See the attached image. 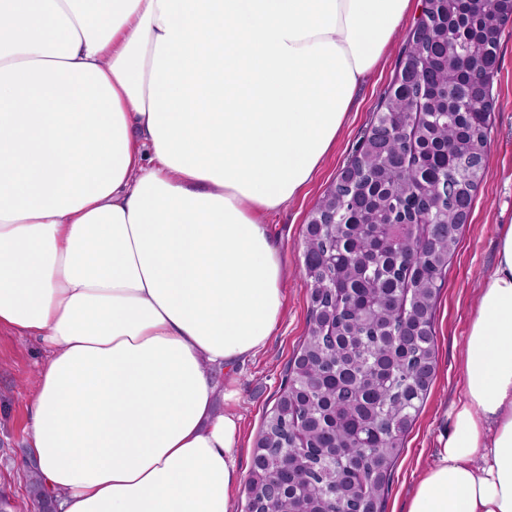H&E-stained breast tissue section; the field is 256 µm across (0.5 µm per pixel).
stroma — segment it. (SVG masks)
Here are the masks:
<instances>
[{
    "label": "stroma",
    "mask_w": 512,
    "mask_h": 512,
    "mask_svg": "<svg viewBox=\"0 0 512 512\" xmlns=\"http://www.w3.org/2000/svg\"><path fill=\"white\" fill-rule=\"evenodd\" d=\"M413 25L410 18L401 24L376 74L358 87L349 122L307 187L279 211L264 218L280 251L285 305L281 321L267 345L251 361L222 379L225 387L238 394L232 409L239 418L242 471L250 469L255 439L280 394L288 364L299 352L307 332L308 298L302 267L309 214L351 157L381 93L394 75ZM498 54L500 64L490 97L492 128L485 175L477 189L470 222L463 226L458 250L448 263L436 306L435 377L404 439L384 512H406L417 481L434 462L435 432L445 410L463 393L466 340L480 287L494 269L500 227L512 223V21L501 29ZM44 357L39 339L0 333V492L10 497L12 512H39L28 492L25 459L30 389Z\"/></svg>",
    "instance_id": "1"
}]
</instances>
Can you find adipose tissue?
<instances>
[{"mask_svg": "<svg viewBox=\"0 0 512 512\" xmlns=\"http://www.w3.org/2000/svg\"><path fill=\"white\" fill-rule=\"evenodd\" d=\"M411 0H0V331L47 350L55 512H239L233 372L282 314L263 222ZM407 512H512V224Z\"/></svg>", "mask_w": 512, "mask_h": 512, "instance_id": "obj_1", "label": "adipose tissue"}]
</instances>
